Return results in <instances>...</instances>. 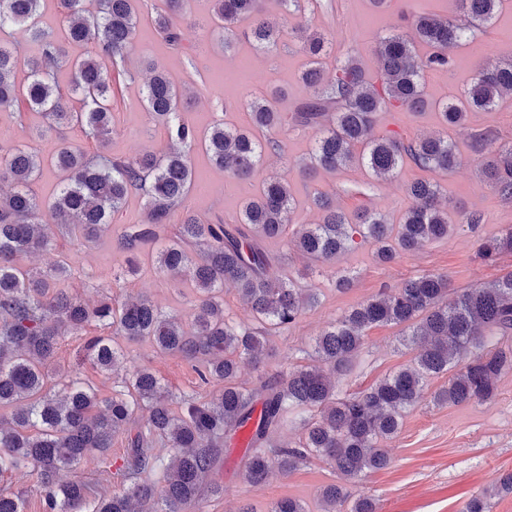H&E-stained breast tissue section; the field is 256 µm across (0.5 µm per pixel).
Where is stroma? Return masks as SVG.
<instances>
[{"instance_id": "stroma-1", "label": "stroma", "mask_w": 512, "mask_h": 512, "mask_svg": "<svg viewBox=\"0 0 512 512\" xmlns=\"http://www.w3.org/2000/svg\"><path fill=\"white\" fill-rule=\"evenodd\" d=\"M160 5V0H138L139 33L124 57L120 74L112 78L113 133L107 152L115 157H132L147 149L160 151L165 147L164 132L150 124L144 104L143 79L148 64L165 68L177 87L190 97L184 118L197 131H206L217 122L246 127L250 124L248 100L271 88H283L287 95L280 108L286 112L303 96L300 76L307 57L301 49V33L318 32L334 39V52L323 60L325 78H332L337 64L353 56L362 62L367 78L378 85L383 75L377 45L381 38L403 29V15L430 12L445 17L456 10L455 0H395L393 7L385 10L374 9L370 0H308L303 11L287 14L277 0H266L268 18L289 31L278 48L267 53L241 35L230 45H223L213 31V0H187L177 19L186 46L179 52L151 29V17ZM448 56L447 67L423 75L424 91L431 100L459 94L469 86L475 72L512 57V0H503L492 23L450 49ZM43 124L42 115L36 111L0 112V145L25 142L47 158L54 153L59 138L82 145L88 142L78 125L68 126L59 134L36 137V129ZM485 131L497 142L512 141V99L504 100L497 111L470 113L465 127L452 131L445 130L437 110L432 108L415 113L395 106L378 114L376 135L415 140L448 132L456 141L460 163L445 180L443 192L444 204L454 220L451 233L424 243L416 251L400 253L389 264L379 263L373 246L361 240L325 263L305 261L281 242H267V250L278 257L286 273L314 289L318 302L272 337L271 350L260 369L242 366L240 384L249 387L257 376H281L307 363L315 338L343 313L380 290L398 288L406 280L426 273L447 274L454 289L475 288L512 270V252L502 253L492 262L478 253L483 240L512 228V199H503L479 173L486 152L476 146L474 136ZM315 138L311 130H288L283 136V155L265 156L244 184L225 180L204 151H195L192 163L197 178L185 208L210 223H235L246 199L268 176L277 174L287 180L294 198L291 230L319 223L321 214L313 203L319 192L334 194L337 206L345 213L372 207L396 224L410 205L407 185L435 177L434 172L411 162L390 179L376 178L361 167L322 171L309 177L301 167L310 159ZM471 212L481 214V223H463V216ZM59 245L71 270L69 284L86 302L102 300L105 295L96 291L95 284L107 279L112 283L108 296L113 301L120 303L127 297L144 295L167 314L189 320L197 303L196 292L157 272L154 249L143 251L138 269L132 273L125 256L115 250L111 236H104L94 247L68 239L60 240ZM343 274L352 276L353 282L351 288L340 292L336 279ZM401 335L402 329L396 325L370 328L352 372L336 383L338 393L364 390L410 364L416 351L402 345ZM83 344V337H66L58 349L56 366L80 372L102 394H111L122 377L143 367L156 371L175 395L196 388L191 365L179 355L160 352L150 341L121 340L124 359L113 372L94 367L85 356ZM447 384L444 375L431 379L422 399L407 411L400 432L385 444L391 460L389 468L349 483L352 494H365L374 500L377 512H463L472 495L499 473L512 470V373L501 377L494 399L466 406L434 402V393ZM215 478L224 483L226 491L204 501L202 512H237L245 503L252 504L254 512H269L275 501L288 496L304 501L310 512H321V491L340 480L336 471L318 459L285 476L272 473L265 484L255 487L244 480L241 463L227 458Z\"/></svg>"}]
</instances>
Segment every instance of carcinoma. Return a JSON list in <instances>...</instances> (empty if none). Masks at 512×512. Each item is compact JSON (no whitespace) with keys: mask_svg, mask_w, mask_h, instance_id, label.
Returning a JSON list of instances; mask_svg holds the SVG:
<instances>
[{"mask_svg":"<svg viewBox=\"0 0 512 512\" xmlns=\"http://www.w3.org/2000/svg\"><path fill=\"white\" fill-rule=\"evenodd\" d=\"M86 0H59L63 21L58 30L40 25L43 0H0V31L15 28L39 46L27 61L25 82L16 81L18 59L0 44V111L25 106L43 115L47 129L59 131L73 122L103 149L112 134V69L132 47L139 25L135 0H97L95 13ZM185 0H164L155 11V31L176 49L182 34L175 18ZM264 0H214L224 46L243 19L252 20L246 36L257 48L278 45L282 31L263 17ZM456 14L442 18L425 13L410 18L412 33H393L377 48L384 81L370 83L359 61L347 58L324 79L322 60L332 50L325 36L303 38L308 66L301 76L307 94L290 112L278 108L281 91L247 103L251 125L262 132L232 129L219 122L204 138L212 163L235 182L247 180L267 153L284 152L283 130H315V142L306 174L322 168L329 172L360 166L375 176H390L410 160L442 176L459 165L448 137H425L404 142L391 136H373L378 113L394 104L410 112L430 105L422 85L427 69L448 65V47L465 41L474 29L489 25L499 0H456ZM433 49L426 57L416 54V43ZM88 46L86 53L70 58L67 45ZM67 65L72 72L70 93L56 84L49 66ZM150 78L143 87L149 120L165 128L171 141L162 152L147 151L131 158L108 155L87 159L80 145L62 142L50 164L65 173L49 205L57 232L41 223L43 202L31 184L43 168V159L25 145L0 147V183L11 191L0 193V474L33 466L45 512H82L94 499L93 512H186L210 496L224 493V485L205 478L215 471L224 447L237 432L249 427L244 478L254 486L267 479L272 467L283 475L311 458L330 465L353 479L388 466L381 442L399 432L405 412L421 398L434 376L451 373L448 387L434 394L436 402L459 405L493 399L496 383L512 372V345L484 349L483 329L500 339L512 337V271L481 288L449 289L448 275L431 273L406 280L400 288L380 291L336 320L315 339L311 362L279 378L257 379L249 387L237 382L244 361L259 367L268 355L273 333L290 326L305 307L315 303L309 289L282 273L279 261L264 242L280 239L292 251L312 262H326L345 250L356 229L374 243L382 262L394 260L400 250L411 251L424 242L448 236L452 220L439 203L440 182L417 180L407 192L412 204L403 222L390 224L385 215L368 207L349 216L336 208V198L319 193L315 205L322 221L309 224L295 236L287 228L294 206L288 182L265 181L249 198L230 226L221 221L202 222L182 213L176 232L168 225L183 205L194 180L191 153L198 144L193 126L183 118L188 102L161 67H147ZM83 107L72 111L69 95ZM512 97V58L495 68L478 71L463 95L441 103L445 126L459 128L471 112H494L504 98ZM475 139L488 149L481 175L498 194L512 198V143L496 144L488 133ZM132 194L144 199L139 222L126 225L113 240L125 255L129 269L145 247L162 243L155 262L160 272L174 280H187L199 293L190 328L160 310L146 297L116 307L110 302L90 306L70 292L71 273L65 259L45 269L28 268L21 258L34 252L57 250V234L85 246L96 244L110 230L112 215ZM512 250V229L479 246L491 260ZM231 284L253 316L251 327L236 326L224 317V285ZM377 324L403 325L404 346H418L414 362L382 378L370 388L339 398L336 379L351 371L363 348L366 331ZM91 327L109 329L112 335H88ZM85 337L88 360L102 372L116 368L123 357L112 337L149 340L160 351L180 355L193 363L199 384L224 383L208 399L180 396V411L160 378L145 368L121 382V389L104 396L73 373L50 369L56 349L65 336ZM310 412L302 421L296 446L279 445L273 436L288 412ZM126 435L127 450L121 464L112 467L108 455L112 437ZM96 452L105 472H115L126 487L109 492L104 486L83 481H63L60 472ZM169 455L163 463L162 453ZM164 469L163 486L152 476ZM512 494V473L500 476L473 496L464 512H491L490 500ZM322 512H376L371 498L353 497L340 484L321 492ZM0 512H25V498L0 489ZM270 512H308L302 502L284 497Z\"/></svg>","mask_w":512,"mask_h":512,"instance_id":"1","label":"carcinoma"}]
</instances>
